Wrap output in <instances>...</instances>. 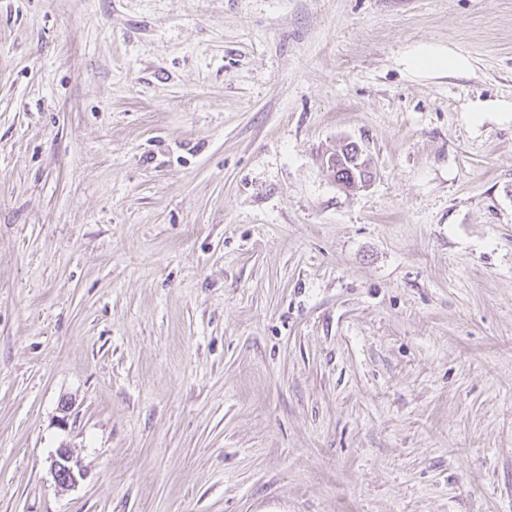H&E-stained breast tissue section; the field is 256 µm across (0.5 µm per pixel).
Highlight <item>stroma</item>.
Returning <instances> with one entry per match:
<instances>
[{"label":"stroma","mask_w":512,"mask_h":512,"mask_svg":"<svg viewBox=\"0 0 512 512\" xmlns=\"http://www.w3.org/2000/svg\"><path fill=\"white\" fill-rule=\"evenodd\" d=\"M479 100L512 0H0V512H512ZM407 61L409 67L416 72L447 70L448 74H455L471 67L466 57L450 49L447 53H441L433 47H421L413 50ZM358 152L359 151L356 149V147L354 145H352V143L344 144L340 148L339 155L336 153V151L329 154V157H330L329 164L327 161V156H325L324 164L326 166L328 165V168H330V166H332L331 157L334 155L336 158V164L338 166H341V161L339 158L342 157L344 160L345 166L340 167L338 169V171H332L334 173V176H337L339 180L345 179L348 186L353 185V183L351 182V178H354L355 180H357V182L361 183L362 179H364V178L370 179L371 171H370V168H367V167H365L363 169H357L356 165L353 163V159L358 155ZM71 462L72 456L67 448L58 449L56 455L51 459L50 469L57 484L62 488L68 487L76 481V474ZM65 476L66 479L63 480Z\"/></svg>","instance_id":"35a3bbf8"}]
</instances>
